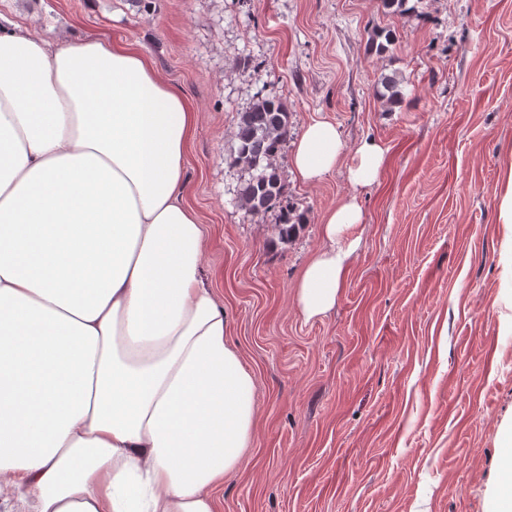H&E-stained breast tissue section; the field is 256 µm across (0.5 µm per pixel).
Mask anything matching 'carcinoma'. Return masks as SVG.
<instances>
[{
    "instance_id": "obj_1",
    "label": "carcinoma",
    "mask_w": 512,
    "mask_h": 512,
    "mask_svg": "<svg viewBox=\"0 0 512 512\" xmlns=\"http://www.w3.org/2000/svg\"><path fill=\"white\" fill-rule=\"evenodd\" d=\"M290 112L277 98L261 97L238 114L235 140L237 149L231 157L236 167L248 170L249 178L237 190V202L247 214L274 211L277 237L287 243L303 224L302 214L284 197L276 158L291 136Z\"/></svg>"
}]
</instances>
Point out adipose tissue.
I'll list each match as a JSON object with an SVG mask.
<instances>
[{"mask_svg":"<svg viewBox=\"0 0 512 512\" xmlns=\"http://www.w3.org/2000/svg\"><path fill=\"white\" fill-rule=\"evenodd\" d=\"M198 121L128 45L0 23V497L14 512H217L242 464L255 382L182 201ZM383 158L359 145L351 185ZM342 162L335 125L308 124L297 176ZM361 222L353 198L324 217L295 286L305 319L335 306Z\"/></svg>","mask_w":512,"mask_h":512,"instance_id":"ef3b65f1","label":"adipose tissue"}]
</instances>
